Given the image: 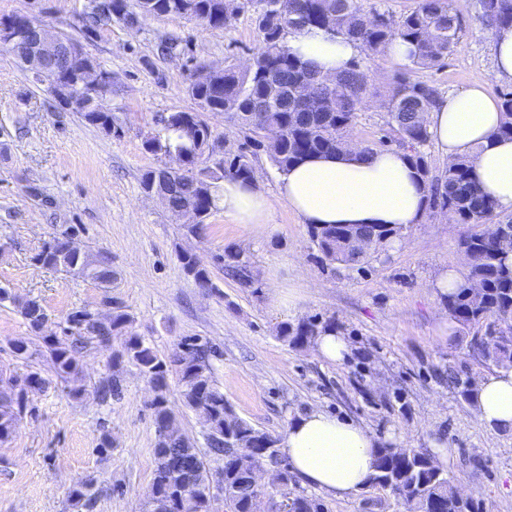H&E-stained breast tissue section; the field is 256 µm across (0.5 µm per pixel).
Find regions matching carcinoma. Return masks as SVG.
<instances>
[{
    "mask_svg": "<svg viewBox=\"0 0 512 512\" xmlns=\"http://www.w3.org/2000/svg\"><path fill=\"white\" fill-rule=\"evenodd\" d=\"M159 13L180 16L186 6L195 3V14L213 28L225 27L227 15L235 16L247 8L252 12L259 46L250 64L241 68L228 64L223 68L224 86L217 91L193 83L189 91L196 101H204L211 112L224 118L245 134L244 146L263 149L272 165L281 173L296 161L313 154L342 150L344 136L355 124L365 100L372 95L368 76L360 62H354L342 74L328 78L312 69L288 49L286 35L291 29L307 26L333 30L359 42L366 56H383L395 38L413 46L409 57L413 69H439L457 47L465 20L454 10L452 0H418L417 6L393 17L377 0L370 9L360 0H156ZM142 0H112V12L98 11L89 0L84 26L112 21L133 24L141 16ZM475 20L480 26H512V0H477ZM72 111L95 124L96 104L81 90ZM504 121L499 133L512 137V90L499 94ZM436 102V92L411 77H395L388 99L386 128L378 147L396 146L410 153L423 182L428 186L427 208L440 209L459 224H478L497 220L512 234V218L502 216L470 176V163L459 157L446 164L439 174L432 173L424 148L430 142L421 114ZM274 126L283 136L274 142L265 140L262 130ZM161 138L150 141L153 152L180 154L191 166L190 174L177 177L168 192L167 208L174 213L188 202L196 204L203 216L214 208L213 195L221 181L253 179V166L247 155H229L219 167L197 166L199 143L211 138L209 125L197 112L177 111L168 116ZM343 228H313L311 241L321 262L359 270L372 256L353 251L340 243ZM464 252L471 257L466 274L455 292L448 296V314L463 329L473 332L469 348L484 363L512 367V269L498 246L479 231H467L461 239ZM45 266L72 272L112 288V262L104 255L96 260L71 253L55 242L47 244L38 256ZM242 288L255 283L251 256L240 247H230L216 256ZM184 273L200 288L212 287L210 271L191 253L179 255ZM481 281L485 288L481 299L469 296L466 281ZM11 299L15 310L38 333L45 319L42 305L35 298L12 297L0 289V301ZM70 326L59 338L44 337L57 376L65 381L80 379V356L93 344H110L122 340V349L112 353V375L98 389L101 400L116 397L122 391L117 367L135 365L150 384L157 440L154 448L155 468L151 487L142 503V512H183L181 491L193 487L192 512H212L215 494L210 492L209 461L222 464L224 512H256L258 498L264 491L254 483L250 465L269 456H280L279 448L266 447L270 434L238 419L235 429L226 426L233 410L214 379L210 364L211 346L199 337L181 343L184 355L166 361L130 330V317L115 308L111 318L97 322L86 309L74 312ZM336 330V319L316 316L295 325L277 327V336L294 347L315 343L317 336ZM175 368L181 397L194 410L204 403L207 448L190 444L180 432L175 415L168 406L166 392L170 368ZM45 380L38 371L20 378L0 369V442L15 432L16 424L27 408V390L40 389ZM368 488L391 494L402 512H485L481 501L461 499L448 473L425 448H393L387 445L376 451L373 474ZM282 500L290 503L291 512H325V505L307 495L298 486L297 477L286 470L278 488ZM73 505L91 507L95 490L86 482L70 490Z\"/></svg>",
    "mask_w": 512,
    "mask_h": 512,
    "instance_id": "carcinoma-1",
    "label": "carcinoma"
}]
</instances>
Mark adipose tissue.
Returning <instances> with one entry per match:
<instances>
[{
  "label": "adipose tissue",
  "instance_id": "1",
  "mask_svg": "<svg viewBox=\"0 0 512 512\" xmlns=\"http://www.w3.org/2000/svg\"><path fill=\"white\" fill-rule=\"evenodd\" d=\"M485 38L492 60L489 81L512 84V27L487 29ZM287 45L327 76L344 72L361 54L357 41L326 29L291 30ZM489 81L449 91L424 119L436 146L448 158L469 157L475 183L498 212L512 213V138L498 133L503 114ZM279 191L304 223L400 232L422 222L428 194L407 151L358 147L292 165L282 175ZM215 204L238 224L270 221L268 200L253 183L224 180ZM472 410L480 425L512 431V368L479 382ZM279 448L298 476L345 499L372 474L377 440L352 420L314 408L288 425Z\"/></svg>",
  "mask_w": 512,
  "mask_h": 512
}]
</instances>
